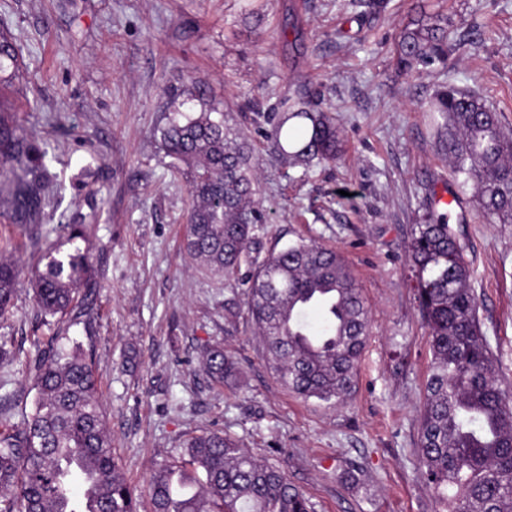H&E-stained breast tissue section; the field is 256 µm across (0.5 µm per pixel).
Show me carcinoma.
<instances>
[{"label": "carcinoma", "instance_id": "carcinoma-1", "mask_svg": "<svg viewBox=\"0 0 512 512\" xmlns=\"http://www.w3.org/2000/svg\"><path fill=\"white\" fill-rule=\"evenodd\" d=\"M448 18L420 12L396 47L400 70L448 67ZM20 70L11 35L0 31V83ZM160 130L162 149L184 164L191 198L184 251L227 282L242 265H257L247 306L266 346L276 381L303 398L340 403L355 383L369 336L370 311L342 256L299 240L252 256L259 210L252 144L201 90ZM434 119L439 150L458 189H475L486 224L512 225V127L476 94L444 85L421 105ZM269 152L293 165L334 162L343 151L331 113L305 102L262 114ZM47 151L11 112L0 110V182L9 205L5 224L30 234L42 229L51 178ZM63 242L48 246L35 267L0 261V323L8 320L23 279L52 334L34 339L29 363L32 411L0 426L3 512H313L310 500L275 464L261 461L218 431L191 434L150 471L146 489L132 486L112 453L91 348L69 336L90 318L80 293L93 288L90 255L76 246L83 220L66 225ZM408 256L432 354L421 409L418 461L426 485L448 512H512V393L498 383L495 360L478 317L470 264L448 212L431 211L411 229ZM203 369L217 387L239 367L216 343Z\"/></svg>", "mask_w": 512, "mask_h": 512}]
</instances>
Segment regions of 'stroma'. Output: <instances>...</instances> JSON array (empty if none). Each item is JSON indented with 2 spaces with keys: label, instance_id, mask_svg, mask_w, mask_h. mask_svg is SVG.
I'll list each match as a JSON object with an SVG mask.
<instances>
[{
  "label": "stroma",
  "instance_id": "1",
  "mask_svg": "<svg viewBox=\"0 0 512 512\" xmlns=\"http://www.w3.org/2000/svg\"><path fill=\"white\" fill-rule=\"evenodd\" d=\"M0 0V29L22 72L0 100L45 143L53 180L41 236L0 224L8 258L30 261L66 224L99 211L85 246L95 271L91 324L71 335L94 350L112 452L145 488L185 435L215 430L281 465L315 512H444L418 469L419 409L431 354L409 279L410 228L452 183L420 105L440 83L478 93L512 126V0H388L374 15L350 0ZM447 16L457 47L447 73L395 66L396 40L419 12ZM223 108L259 158L266 217L253 255L302 238L335 248L371 313L355 385L341 404L281 387L247 309L224 319L222 279L184 252L187 172L160 130L193 83ZM304 99L331 112L341 158L305 167L273 158L256 115ZM461 224L471 286L498 379L512 390V227L485 224L471 192ZM22 289L0 334L21 362L47 335ZM223 343L238 382L202 368ZM140 353L123 369V352ZM20 365L0 370V421L31 407Z\"/></svg>",
  "mask_w": 512,
  "mask_h": 512
}]
</instances>
